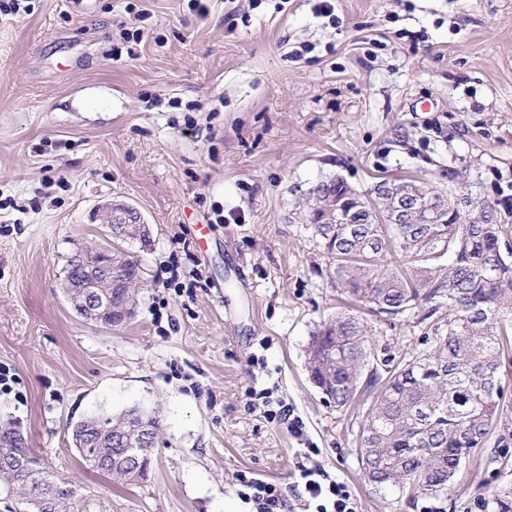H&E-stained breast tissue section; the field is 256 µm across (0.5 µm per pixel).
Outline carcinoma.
<instances>
[{
	"mask_svg": "<svg viewBox=\"0 0 512 512\" xmlns=\"http://www.w3.org/2000/svg\"><path fill=\"white\" fill-rule=\"evenodd\" d=\"M350 205L355 224H324L328 202ZM307 221L333 265L336 289L354 304L387 317L430 306L436 317L425 348L411 359L372 369L365 391L374 392L357 454L363 475L377 492L396 489L412 499L449 495L475 456L484 455L494 430L506 379L501 356L512 345V252L502 249L503 226L491 204L463 220L448 196L441 224H381L383 200L367 199L340 176L309 190ZM394 252L403 266L388 263ZM448 264H443V258ZM370 330L357 315L338 313L311 336L307 370L336 408L360 390L372 355ZM25 443L0 447V493L24 501L38 487L21 486L6 457ZM101 452L97 471L117 484H133L144 471H114L117 448L79 449V457ZM495 512H512V486L492 493ZM102 496L79 492L50 512H102Z\"/></svg>",
	"mask_w": 512,
	"mask_h": 512,
	"instance_id": "1",
	"label": "carcinoma"
}]
</instances>
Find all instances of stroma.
Returning a JSON list of instances; mask_svg holds the SVG:
<instances>
[{
  "label": "stroma",
  "instance_id": "1",
  "mask_svg": "<svg viewBox=\"0 0 512 512\" xmlns=\"http://www.w3.org/2000/svg\"><path fill=\"white\" fill-rule=\"evenodd\" d=\"M30 4L0 15V421L112 512H253L240 471L295 508L307 448L357 512H493L489 489L512 485V393L487 442L506 464L470 462L450 499L365 482L367 401L336 409L306 370L341 307L307 197L336 175L365 195L411 178L492 203L512 231V0ZM107 203L151 231L149 248L124 245L145 286L112 329L62 288L77 249L110 244ZM371 324L377 359L421 347L414 314ZM263 388L268 415L250 404ZM134 405L160 436L148 478L117 486L81 463L71 429Z\"/></svg>",
  "mask_w": 512,
  "mask_h": 512
}]
</instances>
